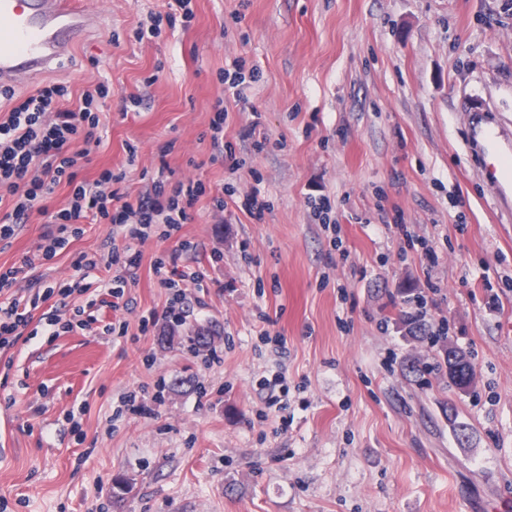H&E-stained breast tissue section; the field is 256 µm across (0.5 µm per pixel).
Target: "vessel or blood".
Wrapping results in <instances>:
<instances>
[{"mask_svg": "<svg viewBox=\"0 0 512 512\" xmlns=\"http://www.w3.org/2000/svg\"><path fill=\"white\" fill-rule=\"evenodd\" d=\"M106 20L90 0H0V89L64 70ZM467 125L481 179L502 207L512 206V137L487 119L482 105L469 107Z\"/></svg>", "mask_w": 512, "mask_h": 512, "instance_id": "b4317fda", "label": "vessel or blood"}]
</instances>
